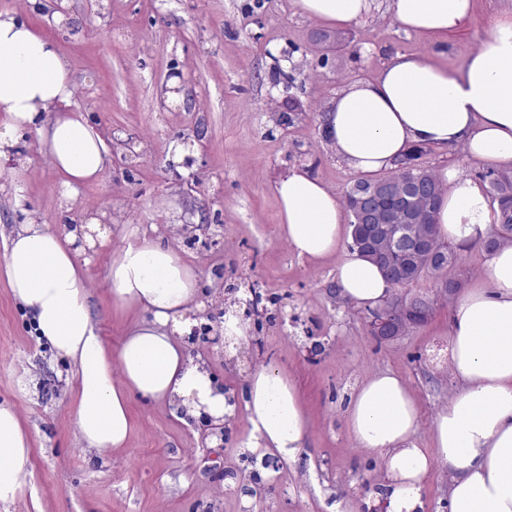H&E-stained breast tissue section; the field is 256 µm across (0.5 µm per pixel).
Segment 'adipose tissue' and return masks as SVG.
Here are the masks:
<instances>
[{"label": "adipose tissue", "mask_w": 512, "mask_h": 512, "mask_svg": "<svg viewBox=\"0 0 512 512\" xmlns=\"http://www.w3.org/2000/svg\"><path fill=\"white\" fill-rule=\"evenodd\" d=\"M297 12L330 29L369 17L374 0H294ZM473 0H390L404 31L441 44L471 16ZM72 75L56 41L26 13L0 12V160L19 153L35 132L42 155L66 191L98 181L110 147L85 112L72 106ZM337 158L366 177L392 169L416 146L459 147L469 159L512 170V15L498 19L460 68L415 54L387 57L376 78L346 83L324 115ZM444 189L436 234L466 248L499 220L487 186L457 168L436 171ZM281 234L300 258L337 257L342 301L383 304L393 291L382 270L359 251H343L352 228L338 196L301 166L274 183ZM99 217L63 232L28 220L8 236L0 270L29 316L38 340L66 359L76 380L74 427L99 455L124 447L133 429V398L170 408L181 422L221 424L244 408L248 448L287 465L300 462L309 421L296 385L275 365L257 367L240 393L226 391L202 355L192 354L195 327L216 305L200 276L162 236L125 235L106 285L112 304L142 312L117 349H108L89 308L82 247L106 245ZM448 376L452 395L439 408L428 441L408 383L386 370L354 387L344 425L357 448L380 463L364 501L367 512H425L422 489L434 461L450 475L448 512H512V244L488 254L476 280L450 308ZM30 435L18 411L0 403V501L15 499L33 476Z\"/></svg>", "instance_id": "ef3b65f1"}]
</instances>
